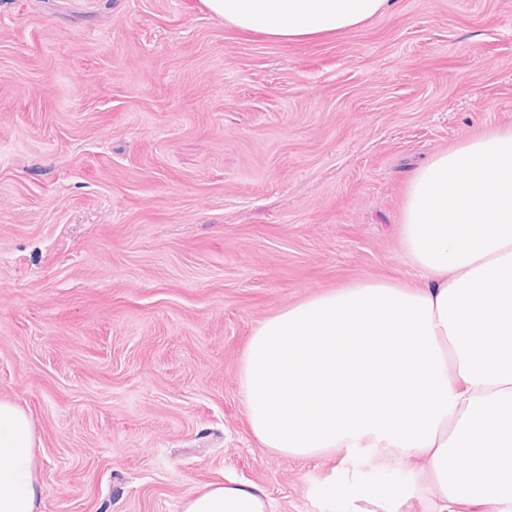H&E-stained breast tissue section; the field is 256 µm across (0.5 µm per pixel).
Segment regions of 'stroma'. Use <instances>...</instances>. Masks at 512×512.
Wrapping results in <instances>:
<instances>
[{
	"label": "stroma",
	"instance_id": "obj_1",
	"mask_svg": "<svg viewBox=\"0 0 512 512\" xmlns=\"http://www.w3.org/2000/svg\"><path fill=\"white\" fill-rule=\"evenodd\" d=\"M512 127V0H394L282 44L201 0H0V399L41 512H182L228 479L342 512L251 433L243 351L310 294L415 284L432 156Z\"/></svg>",
	"mask_w": 512,
	"mask_h": 512
}]
</instances>
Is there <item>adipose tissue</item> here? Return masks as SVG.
I'll list each match as a JSON object with an SVG mask.
<instances>
[{"mask_svg":"<svg viewBox=\"0 0 512 512\" xmlns=\"http://www.w3.org/2000/svg\"><path fill=\"white\" fill-rule=\"evenodd\" d=\"M389 0H201L288 43L356 28ZM399 235L422 274L350 281L262 321L241 361L250 429L293 459L336 453L344 512H512V128L420 166ZM30 415L0 400V512H40ZM408 482L372 489L353 463ZM261 487L216 483L183 512H267Z\"/></svg>","mask_w":512,"mask_h":512,"instance_id":"ef3b65f1","label":"adipose tissue"}]
</instances>
